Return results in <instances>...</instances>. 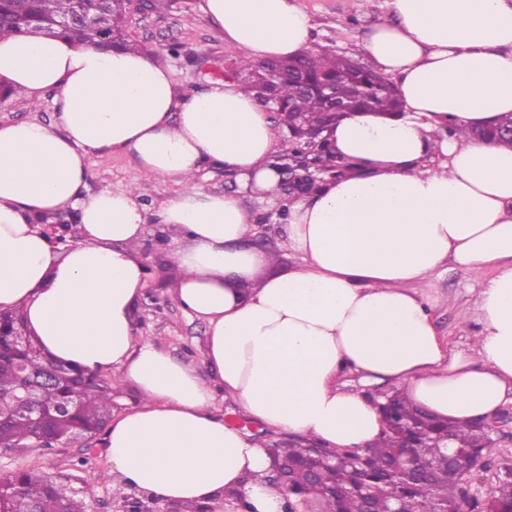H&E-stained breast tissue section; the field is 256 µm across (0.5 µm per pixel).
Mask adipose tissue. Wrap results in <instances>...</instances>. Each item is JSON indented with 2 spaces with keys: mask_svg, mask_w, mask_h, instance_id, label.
Instances as JSON below:
<instances>
[{
  "mask_svg": "<svg viewBox=\"0 0 512 512\" xmlns=\"http://www.w3.org/2000/svg\"><path fill=\"white\" fill-rule=\"evenodd\" d=\"M359 47L392 77L401 112L356 110L326 130L351 167L290 207L293 268L250 246L254 219L196 181L203 163L271 192L281 149L272 121L239 83L179 96L168 67L126 49L65 38H0V79L31 102L57 92L60 130L0 124V310L23 307L54 360L117 372L137 406L113 415L112 472L123 489L193 507L282 512L267 448L214 412L217 392L264 426L327 448L377 442L383 425L347 371L401 390L436 417L495 413L512 392V149L458 136L512 113V0H391ZM225 44L246 59L312 50L295 0H206ZM126 152L146 178L183 183L156 215L179 246L172 294L209 332L208 378L135 336L147 270L138 190L81 193L95 154ZM436 166H429V159ZM77 214L80 240L44 227ZM493 268L475 294L482 324L470 352L437 335L414 289L446 260Z\"/></svg>",
  "mask_w": 512,
  "mask_h": 512,
  "instance_id": "1",
  "label": "adipose tissue"
}]
</instances>
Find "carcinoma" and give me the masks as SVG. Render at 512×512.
I'll return each instance as SVG.
<instances>
[{
    "label": "carcinoma",
    "instance_id": "obj_1",
    "mask_svg": "<svg viewBox=\"0 0 512 512\" xmlns=\"http://www.w3.org/2000/svg\"><path fill=\"white\" fill-rule=\"evenodd\" d=\"M130 0H109L108 19L112 23V45L134 48L127 23ZM96 10L93 0H5L0 7V37L23 35L25 22L35 13L42 19L50 36H65L78 44L101 42L97 24L78 21L61 31L53 22L79 13ZM243 90L264 103L276 99L281 103L278 127L283 133L282 150L273 156L271 165L282 163L298 170L312 163L319 179L307 184L303 191H316L329 179L348 171V162L335 154L328 143L320 144L307 156L298 146L299 128L311 129L329 124L340 115L356 109H380L394 112L400 101L392 83L355 59L335 53L307 52L297 58L275 61L272 76L262 63L243 58L233 61ZM306 73L314 85L331 82L336 86V102L318 90L297 92L294 78ZM54 364L34 340H29L23 354V365L29 372H40ZM62 379L40 390L35 402L44 408L64 403L75 406L71 415H62L54 423L58 442L74 433L89 436L105 428L112 417L114 388L112 381L98 374L86 375L74 367L59 365ZM21 374L12 364H0V416L8 417L0 426V448L17 449L27 445L36 434L34 425L18 416V387ZM394 410L395 422L386 426L380 441L362 449L336 453L324 464L309 448L293 444L276 447L274 459L288 463V488L297 496L310 480L313 488L324 495V512H383L387 502L398 497L403 512H469L472 473L468 467L471 451L479 447L483 432L472 422L438 421L413 407L402 393L387 395ZM449 437L458 454L454 462L455 476L448 478L449 449L443 437ZM404 454L414 457L412 476L395 477L394 464ZM494 506L512 508V473L504 472L498 484L489 491ZM0 512H88L86 503L76 496H61L46 488L44 481L27 471H16L0 478Z\"/></svg>",
    "mask_w": 512,
    "mask_h": 512
}]
</instances>
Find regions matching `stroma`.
Masks as SVG:
<instances>
[{
    "label": "stroma",
    "mask_w": 512,
    "mask_h": 512,
    "mask_svg": "<svg viewBox=\"0 0 512 512\" xmlns=\"http://www.w3.org/2000/svg\"><path fill=\"white\" fill-rule=\"evenodd\" d=\"M312 19L314 44L319 49L363 60L359 49L369 27L388 16L390 0H295ZM205 0H175L172 7L132 15L129 31L145 55L167 66L181 95L205 90L224 71L225 61L234 59V51L224 43V33L204 12ZM55 91H45L37 105L19 96L0 97V123L37 121L50 128L58 126ZM206 190L233 196L252 213L257 222L251 245L278 253L283 265L298 262L289 250L284 226L276 206L258 202L242 191L236 174L224 167L204 166L197 176ZM142 185L140 198L147 218L140 254L149 271L135 316L137 337L152 341L173 358L192 365L200 376L208 371L202 348L207 325L189 317L173 298L165 268L176 249L156 216L160 200L175 196L179 182L159 177L143 180L131 158L120 151H106L94 158L83 188L84 194L104 190H123ZM490 271L476 272L448 261L432 278L416 283L415 288L430 305V314L439 337L458 350H469L475 341L479 323L474 311L471 289L490 278ZM216 412L225 421L252 434L265 447L290 442L288 434L272 430L243 415L228 399L216 398ZM499 423L494 442L488 450L486 466L473 484L475 496L486 501L504 467L512 465V394L507 395L498 412ZM24 469L56 477L64 486L84 491L93 512H123L126 497L115 492L112 464L104 436H97L93 448H28L22 451L0 449V477Z\"/></svg>",
    "instance_id": "stroma-1"
}]
</instances>
